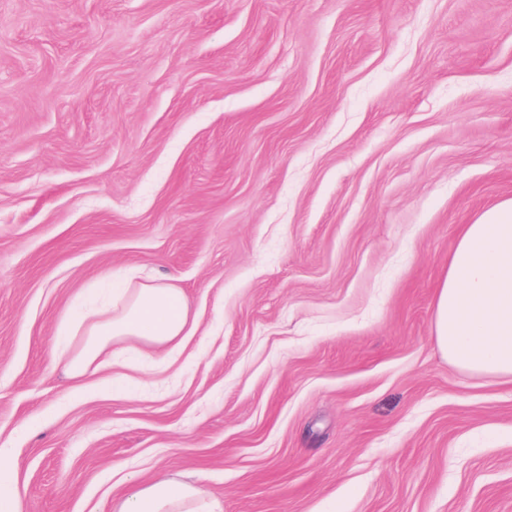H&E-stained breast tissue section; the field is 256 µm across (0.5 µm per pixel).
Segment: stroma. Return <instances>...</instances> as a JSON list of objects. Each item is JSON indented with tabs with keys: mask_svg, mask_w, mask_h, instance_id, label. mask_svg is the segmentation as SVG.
<instances>
[{
	"mask_svg": "<svg viewBox=\"0 0 512 512\" xmlns=\"http://www.w3.org/2000/svg\"><path fill=\"white\" fill-rule=\"evenodd\" d=\"M512 198V0H0V448L25 512L112 472L224 512H512V382L434 340ZM134 266L178 357L83 399L59 323Z\"/></svg>",
	"mask_w": 512,
	"mask_h": 512,
	"instance_id": "stroma-1",
	"label": "stroma"
}]
</instances>
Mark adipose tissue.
<instances>
[{"label":"adipose tissue","instance_id":"obj_1","mask_svg":"<svg viewBox=\"0 0 512 512\" xmlns=\"http://www.w3.org/2000/svg\"><path fill=\"white\" fill-rule=\"evenodd\" d=\"M196 330L181 288L141 280L127 269L119 297L91 304L68 327L83 335L67 375L88 391V374L110 368L118 345L134 338L175 353ZM435 343L463 371L512 379V199L462 225L436 292ZM114 512H222L193 481L157 478L129 484Z\"/></svg>","mask_w":512,"mask_h":512}]
</instances>
